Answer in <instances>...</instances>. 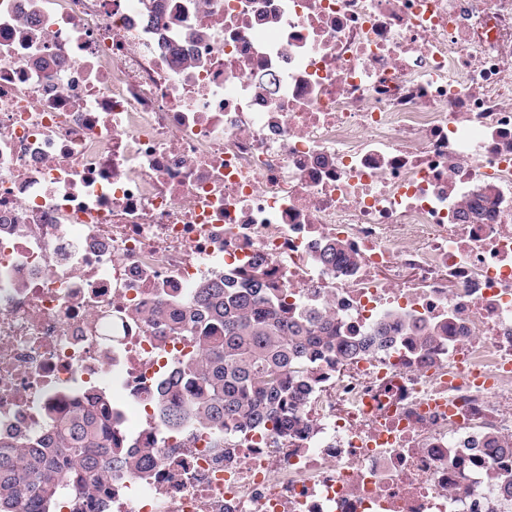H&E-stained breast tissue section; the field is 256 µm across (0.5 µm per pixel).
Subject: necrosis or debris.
<instances>
[{
    "label": "necrosis or debris",
    "instance_id": "necrosis-or-debris-1",
    "mask_svg": "<svg viewBox=\"0 0 512 512\" xmlns=\"http://www.w3.org/2000/svg\"><path fill=\"white\" fill-rule=\"evenodd\" d=\"M257 259L391 344L321 369L305 441L167 427L196 341L152 312ZM90 387L159 451L103 512H512V0H0V436ZM323 256L328 263L341 262L353 265L357 261L356 255L347 251L345 243L338 239L328 240L324 244Z\"/></svg>",
    "mask_w": 512,
    "mask_h": 512
}]
</instances>
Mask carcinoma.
<instances>
[{
  "mask_svg": "<svg viewBox=\"0 0 512 512\" xmlns=\"http://www.w3.org/2000/svg\"><path fill=\"white\" fill-rule=\"evenodd\" d=\"M323 256L329 263L357 261L338 239L324 244ZM154 317L198 332L199 354L179 362L159 382L157 403L166 424L217 435L232 428L265 431L277 441L301 440L305 430L296 408L315 381L314 370L370 356L391 342L385 322L371 336L358 338L341 335L330 315L297 313L288 303V289L273 282L260 263L236 285L227 278L200 284L187 310L157 311ZM186 383L198 384L189 398L180 405L165 401L168 392ZM118 419L111 401L90 389L33 450L20 454L1 440L0 512H18L22 503L26 512H55L57 489L75 483L102 491L101 499L87 504V512H100L102 500L112 494L105 485L111 466L137 475L150 468L157 453L113 447Z\"/></svg>",
  "mask_w": 512,
  "mask_h": 512,
  "instance_id": "1",
  "label": "carcinoma"
}]
</instances>
